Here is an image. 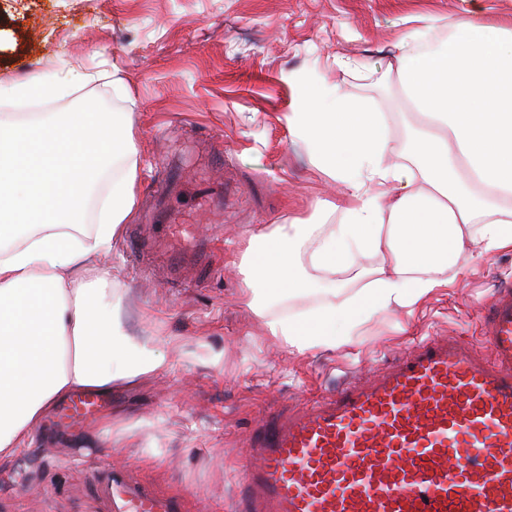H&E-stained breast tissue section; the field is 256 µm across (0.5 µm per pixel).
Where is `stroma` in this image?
<instances>
[{
  "label": "stroma",
  "instance_id": "35a3bbf8",
  "mask_svg": "<svg viewBox=\"0 0 512 512\" xmlns=\"http://www.w3.org/2000/svg\"><path fill=\"white\" fill-rule=\"evenodd\" d=\"M471 9L472 0H0V85L103 73L28 107L125 113L141 158L135 223L177 217L224 241L213 272L174 281L166 258H142L124 230L112 280L127 299V329L139 338L161 328L166 365L113 384L99 418L0 462V512H102L91 476L104 459L156 491L184 492L187 512H236L238 466L267 416L388 365L416 341L483 346L477 309L512 277V250L472 259L412 312L373 317L335 347L304 352L271 335L265 317L307 313L320 295L269 299L260 315L241 297L238 268L251 235L315 219L336 196L288 128L298 98L359 99L390 114L399 152L416 117L399 109L387 51L413 29L424 44L441 42Z\"/></svg>",
  "mask_w": 512,
  "mask_h": 512
}]
</instances>
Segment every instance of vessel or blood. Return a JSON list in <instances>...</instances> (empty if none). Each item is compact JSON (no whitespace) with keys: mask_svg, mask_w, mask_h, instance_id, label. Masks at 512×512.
Segmentation results:
<instances>
[{"mask_svg":"<svg viewBox=\"0 0 512 512\" xmlns=\"http://www.w3.org/2000/svg\"><path fill=\"white\" fill-rule=\"evenodd\" d=\"M479 315L488 353L437 336L256 428L238 512H512L511 281ZM101 405L75 394L52 425H79ZM93 482L106 512H184L181 493L123 467L101 463Z\"/></svg>","mask_w":512,"mask_h":512,"instance_id":"obj_1","label":"vessel or blood"}]
</instances>
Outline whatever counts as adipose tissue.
<instances>
[{
    "instance_id": "ef3b65f1",
    "label": "adipose tissue",
    "mask_w": 512,
    "mask_h": 512,
    "mask_svg": "<svg viewBox=\"0 0 512 512\" xmlns=\"http://www.w3.org/2000/svg\"><path fill=\"white\" fill-rule=\"evenodd\" d=\"M416 39L407 32L386 63L419 117L401 161L389 158L388 114L362 102L314 94L288 116L314 166L336 181L326 211L341 221L296 218L252 235L241 262L248 305L308 290L316 273L365 278L368 255L391 267L351 295L325 289L307 314L271 318L270 333L297 351L335 346L372 317L447 287L450 266L512 248V25L477 6L433 50H417ZM91 80L73 71L6 94L60 97ZM138 166L123 113L28 123L0 113V461L29 448L66 395L163 367L155 338L128 334L112 268L97 262L134 218ZM91 199L97 222L88 227Z\"/></svg>"
}]
</instances>
